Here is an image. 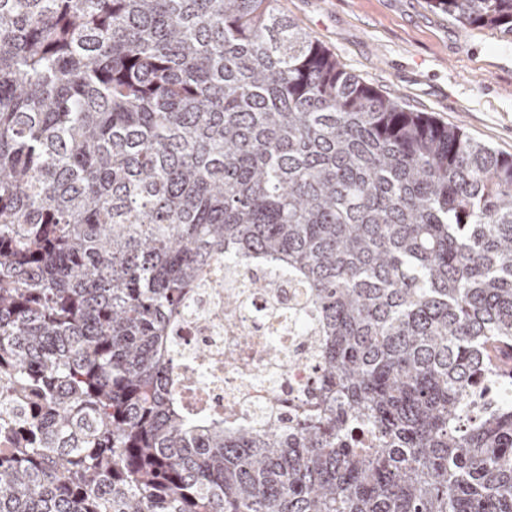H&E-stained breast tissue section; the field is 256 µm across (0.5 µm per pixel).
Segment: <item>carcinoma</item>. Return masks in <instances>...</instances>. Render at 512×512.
Instances as JSON below:
<instances>
[{"mask_svg": "<svg viewBox=\"0 0 512 512\" xmlns=\"http://www.w3.org/2000/svg\"><path fill=\"white\" fill-rule=\"evenodd\" d=\"M228 246L316 308L293 428L189 414L167 364ZM0 389V512H512V154L278 0H0Z\"/></svg>", "mask_w": 512, "mask_h": 512, "instance_id": "carcinoma-1", "label": "carcinoma"}]
</instances>
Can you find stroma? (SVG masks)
<instances>
[{
	"label": "stroma",
	"instance_id": "obj_1",
	"mask_svg": "<svg viewBox=\"0 0 512 512\" xmlns=\"http://www.w3.org/2000/svg\"><path fill=\"white\" fill-rule=\"evenodd\" d=\"M344 67L397 98L512 153V39L461 28L431 0H279Z\"/></svg>",
	"mask_w": 512,
	"mask_h": 512
}]
</instances>
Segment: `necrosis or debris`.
Returning a JSON list of instances; mask_svg holds the SVG:
<instances>
[{
    "mask_svg": "<svg viewBox=\"0 0 512 512\" xmlns=\"http://www.w3.org/2000/svg\"><path fill=\"white\" fill-rule=\"evenodd\" d=\"M317 325L286 266L259 255L221 262L194 289L172 339L185 407L231 427L291 425L315 391Z\"/></svg>",
    "mask_w": 512,
    "mask_h": 512,
    "instance_id": "1",
    "label": "necrosis or debris"
}]
</instances>
